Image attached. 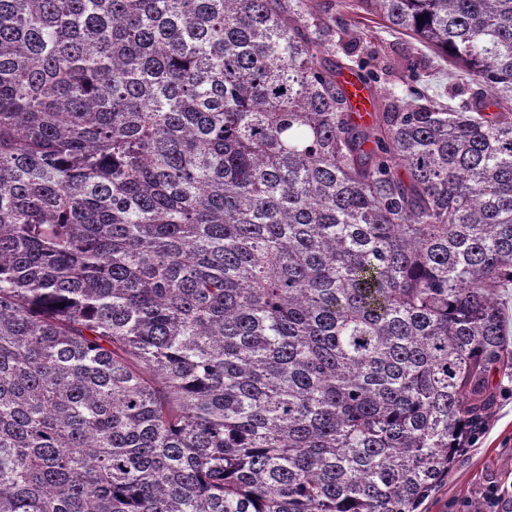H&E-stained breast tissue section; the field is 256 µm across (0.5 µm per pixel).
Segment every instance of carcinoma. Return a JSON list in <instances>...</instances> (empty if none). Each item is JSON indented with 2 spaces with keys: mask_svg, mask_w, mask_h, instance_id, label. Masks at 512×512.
<instances>
[{
  "mask_svg": "<svg viewBox=\"0 0 512 512\" xmlns=\"http://www.w3.org/2000/svg\"><path fill=\"white\" fill-rule=\"evenodd\" d=\"M303 2L0 0V512H421L488 425L512 0L337 3L458 109ZM312 1L314 11L329 8L330 12L336 13L341 24H352L353 31H361L363 38L355 54H368L377 62L394 67L395 74L388 77V87L395 95L405 96L408 86H413L412 88L424 91L432 99L440 100L446 105L458 106L479 91L478 86L457 76L455 67L447 59L404 34L384 28L374 17L365 14L353 15L334 6L337 0Z\"/></svg>",
  "mask_w": 512,
  "mask_h": 512,
  "instance_id": "obj_1",
  "label": "carcinoma"
}]
</instances>
